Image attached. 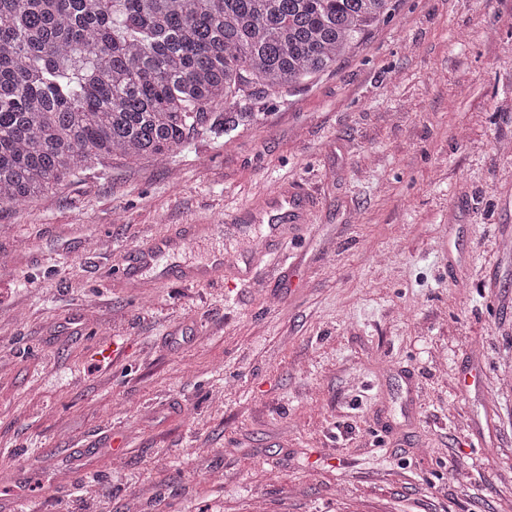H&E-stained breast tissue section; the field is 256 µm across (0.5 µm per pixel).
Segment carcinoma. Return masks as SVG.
<instances>
[{
    "mask_svg": "<svg viewBox=\"0 0 512 512\" xmlns=\"http://www.w3.org/2000/svg\"><path fill=\"white\" fill-rule=\"evenodd\" d=\"M392 0H0V205L163 161L327 72ZM241 108L219 112L221 104Z\"/></svg>",
    "mask_w": 512,
    "mask_h": 512,
    "instance_id": "cac0c4a2",
    "label": "carcinoma"
}]
</instances>
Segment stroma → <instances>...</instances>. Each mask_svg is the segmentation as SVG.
Here are the masks:
<instances>
[{
    "label": "stroma",
    "mask_w": 512,
    "mask_h": 512,
    "mask_svg": "<svg viewBox=\"0 0 512 512\" xmlns=\"http://www.w3.org/2000/svg\"><path fill=\"white\" fill-rule=\"evenodd\" d=\"M254 109L0 207V512H512V0H395ZM281 187L276 265L228 217ZM200 217L251 283L101 279Z\"/></svg>",
    "instance_id": "35a3bbf8"
}]
</instances>
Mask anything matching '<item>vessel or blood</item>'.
Instances as JSON below:
<instances>
[{"mask_svg":"<svg viewBox=\"0 0 512 512\" xmlns=\"http://www.w3.org/2000/svg\"><path fill=\"white\" fill-rule=\"evenodd\" d=\"M307 200L299 195L279 190L264 196L259 206L246 207L232 214V222L253 224L266 220L261 236L264 252L276 251L283 237L293 225L307 221ZM210 220L197 219L188 224L176 225L171 231L152 236L148 242L134 250L125 268L119 269L116 280L121 287L139 292L157 284L171 281L193 285L212 284L222 280L227 259L223 249L213 250L202 264H176L175 259L192 245L202 244L210 236Z\"/></svg>","mask_w":512,"mask_h":512,"instance_id":"b4317fda","label":"vessel or blood"}]
</instances>
